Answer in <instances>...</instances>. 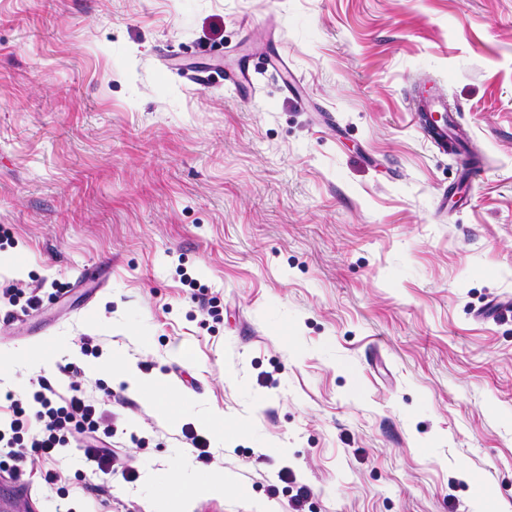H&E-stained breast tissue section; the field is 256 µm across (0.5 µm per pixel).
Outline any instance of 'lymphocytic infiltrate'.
Wrapping results in <instances>:
<instances>
[{
  "instance_id": "1",
  "label": "lymphocytic infiltrate",
  "mask_w": 512,
  "mask_h": 512,
  "mask_svg": "<svg viewBox=\"0 0 512 512\" xmlns=\"http://www.w3.org/2000/svg\"><path fill=\"white\" fill-rule=\"evenodd\" d=\"M9 410L0 425V457L11 460L13 474L28 464L55 463L61 448L74 441L85 443L84 454L95 472L135 479V471L120 465L111 448L101 445V438L111 437L112 426L87 399L79 381H70L67 398L59 402L52 385L39 380L30 400L12 401Z\"/></svg>"
}]
</instances>
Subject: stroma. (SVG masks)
<instances>
[{
  "label": "stroma",
  "mask_w": 512,
  "mask_h": 512,
  "mask_svg": "<svg viewBox=\"0 0 512 512\" xmlns=\"http://www.w3.org/2000/svg\"><path fill=\"white\" fill-rule=\"evenodd\" d=\"M241 57L243 98L181 75ZM424 74L474 135L463 206L412 120ZM0 228V415L77 376L138 473L92 476L72 444L55 484L0 470V512H161L177 458L234 477L182 512H289L286 469L306 512L512 506V315L477 316L512 296V0H0ZM131 370L180 393L177 422ZM264 67H270L271 74L280 80L288 90L297 91V78L291 68L288 67V61L278 49L272 48L265 52Z\"/></svg>",
  "instance_id": "obj_1"
}]
</instances>
